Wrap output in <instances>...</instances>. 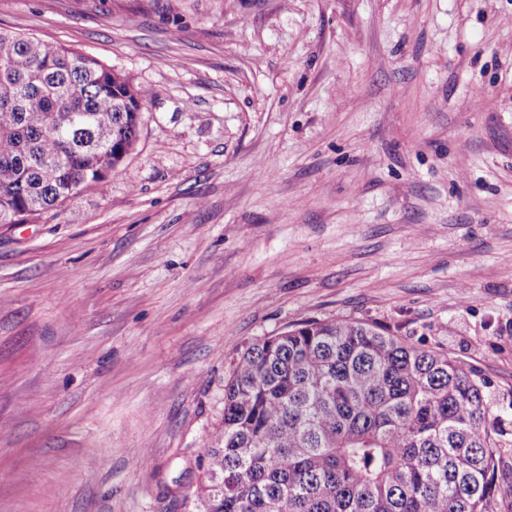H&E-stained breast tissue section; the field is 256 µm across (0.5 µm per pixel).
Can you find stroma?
Returning <instances> with one entry per match:
<instances>
[{
  "mask_svg": "<svg viewBox=\"0 0 512 512\" xmlns=\"http://www.w3.org/2000/svg\"><path fill=\"white\" fill-rule=\"evenodd\" d=\"M152 92L0 224V512H192L250 343L375 323L487 382L512 512V0H0Z\"/></svg>",
  "mask_w": 512,
  "mask_h": 512,
  "instance_id": "obj_1",
  "label": "stroma"
}]
</instances>
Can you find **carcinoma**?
<instances>
[{
  "label": "carcinoma",
  "instance_id": "cac0c4a2",
  "mask_svg": "<svg viewBox=\"0 0 512 512\" xmlns=\"http://www.w3.org/2000/svg\"><path fill=\"white\" fill-rule=\"evenodd\" d=\"M151 91L0 29V224L105 187ZM485 378L368 322L307 319L249 344L224 385L200 512H496Z\"/></svg>",
  "mask_w": 512,
  "mask_h": 512
}]
</instances>
